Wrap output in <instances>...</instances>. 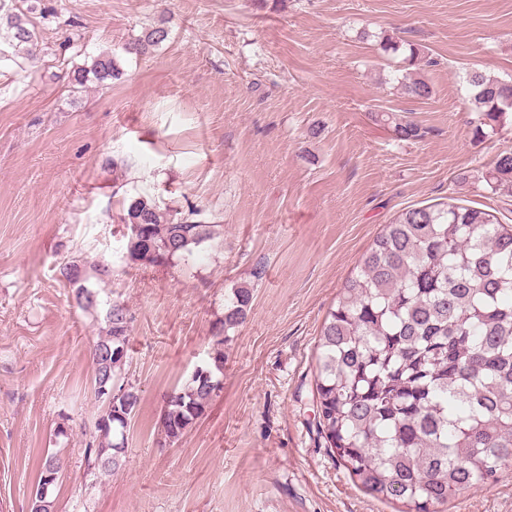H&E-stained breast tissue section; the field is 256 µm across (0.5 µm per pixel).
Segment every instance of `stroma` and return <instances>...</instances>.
Listing matches in <instances>:
<instances>
[{"label": "stroma", "mask_w": 512, "mask_h": 512, "mask_svg": "<svg viewBox=\"0 0 512 512\" xmlns=\"http://www.w3.org/2000/svg\"><path fill=\"white\" fill-rule=\"evenodd\" d=\"M38 63L0 64V512H30L39 461L61 454L53 512H399L350 479L315 431V349L337 293L384 224L454 203L512 224V192L477 177L512 150V121L475 138L463 77L512 79V0H26ZM168 39L123 46L148 27ZM370 31L371 39L360 36ZM419 46L427 99L396 92L375 33ZM123 72L76 88L103 51ZM418 124L396 140L375 113ZM469 181H460V173ZM219 225L171 266L132 261L122 205ZM104 262L83 310L62 263ZM248 284L223 388L162 445L166 395L207 360L224 297ZM133 316L124 376L140 397L121 469L89 464L104 412L88 358L109 303ZM444 512H512V469ZM169 35L168 29L163 25H158L146 29L142 34L126 46L128 52L147 53L151 48L159 46L167 40Z\"/></svg>", "instance_id": "stroma-1"}]
</instances>
